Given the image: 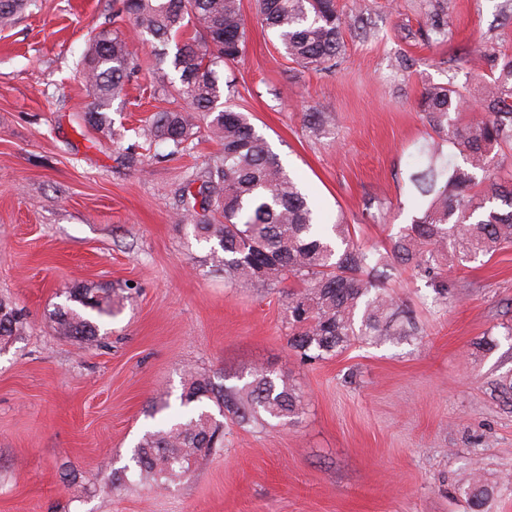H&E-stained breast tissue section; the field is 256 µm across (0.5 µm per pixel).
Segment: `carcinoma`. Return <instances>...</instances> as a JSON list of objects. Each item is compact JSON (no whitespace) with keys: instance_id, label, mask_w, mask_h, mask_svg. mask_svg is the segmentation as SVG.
I'll return each mask as SVG.
<instances>
[{"instance_id":"carcinoma-1","label":"carcinoma","mask_w":512,"mask_h":512,"mask_svg":"<svg viewBox=\"0 0 512 512\" xmlns=\"http://www.w3.org/2000/svg\"><path fill=\"white\" fill-rule=\"evenodd\" d=\"M35 6L36 0H0V28ZM118 13L160 46L159 63L169 65L175 95L187 103L150 115L140 136L171 146L174 154L191 149L203 130L220 144L196 175L208 192L205 205L183 208L177 220L190 217L195 240L209 247L210 268L224 273V284H301L288 294L289 345L300 358L324 360L355 340L390 341L416 330L411 312L394 311L384 287L392 264L429 278L435 300L445 301L448 283L437 279L442 264L491 257L512 244V180L495 176L512 158L504 151L512 148V54L488 57L480 110L467 122L451 117L464 110L463 92L425 89L418 107L436 138L418 148L408 176L418 216L384 254L353 244L348 224L318 223L309 196L249 115L219 108L224 79L218 68L246 45L241 0H120ZM255 13L291 61L314 71L336 66L344 47L336 0H255ZM189 26L193 36L180 38ZM82 66L93 97L82 120L109 127L112 102L138 70L125 35L102 31L89 39ZM117 313L111 291L82 285L65 293L50 319L58 335L92 346L100 324ZM22 330L15 306L0 299V341ZM206 400L240 425H287L304 413L303 395L269 368L255 367L242 385L224 388L189 372L180 395L184 413L146 431L134 447L139 480L163 488L185 477L198 457L224 447V424L205 409ZM466 492L473 512H484L485 485L473 480Z\"/></svg>"}]
</instances>
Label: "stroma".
<instances>
[{
  "label": "stroma",
  "instance_id": "obj_1",
  "mask_svg": "<svg viewBox=\"0 0 512 512\" xmlns=\"http://www.w3.org/2000/svg\"><path fill=\"white\" fill-rule=\"evenodd\" d=\"M113 0H38L0 29V297L24 314L0 344V512H473L461 491L481 473L489 512H512V245L441 267L451 293L394 268L386 284L419 333L353 343L301 360L288 344V280L230 287L175 223L181 191L218 153L142 147L134 128L168 108L169 68L136 38L141 70L112 112V131L82 121L91 97L79 58L114 20ZM344 51L327 71L301 68L242 0L247 42L227 63L229 105L250 114L301 181L321 223L390 249L415 214L407 175L429 138L418 101L432 85L470 93L491 54H512V0H336ZM449 32L435 40L432 24ZM310 112L328 116L312 132ZM132 287L97 346L59 336L50 315L65 289ZM263 365L303 395L287 426L224 422V446L163 490L110 486L155 421L158 398L180 405L187 371L216 383Z\"/></svg>",
  "mask_w": 512,
  "mask_h": 512
}]
</instances>
